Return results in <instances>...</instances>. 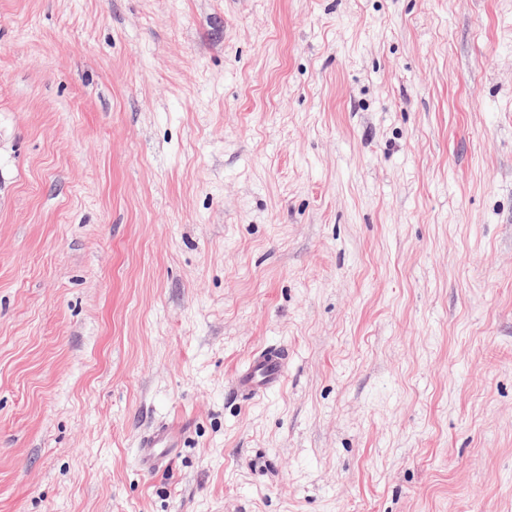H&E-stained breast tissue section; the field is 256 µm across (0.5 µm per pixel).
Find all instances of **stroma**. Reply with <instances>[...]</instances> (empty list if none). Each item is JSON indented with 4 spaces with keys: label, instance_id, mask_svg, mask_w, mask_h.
Returning a JSON list of instances; mask_svg holds the SVG:
<instances>
[{
    "label": "stroma",
    "instance_id": "stroma-1",
    "mask_svg": "<svg viewBox=\"0 0 512 512\" xmlns=\"http://www.w3.org/2000/svg\"><path fill=\"white\" fill-rule=\"evenodd\" d=\"M0 512H512V0H0ZM286 364L281 350L266 348L251 356L248 366L237 375L235 388L244 395L258 396L281 382ZM180 434L178 425H167L143 437L140 448L142 465L151 471L158 469L167 456V448H178Z\"/></svg>",
    "mask_w": 512,
    "mask_h": 512
}]
</instances>
